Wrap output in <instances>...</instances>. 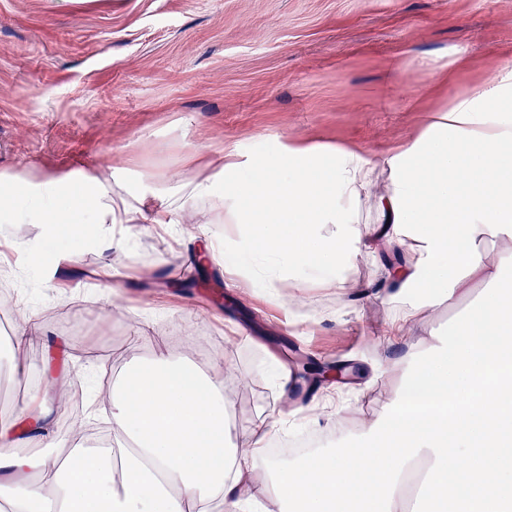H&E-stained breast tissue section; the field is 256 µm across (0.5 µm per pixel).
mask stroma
I'll list each match as a JSON object with an SVG mask.
<instances>
[{
	"label": "stroma",
	"mask_w": 512,
	"mask_h": 512,
	"mask_svg": "<svg viewBox=\"0 0 512 512\" xmlns=\"http://www.w3.org/2000/svg\"><path fill=\"white\" fill-rule=\"evenodd\" d=\"M503 67L512 68V0H0V169L107 163L122 183L150 172L173 187L204 144L249 159L316 143L374 160ZM193 249L138 234L110 253L107 282L91 274L99 256L83 254L63 299L35 270L1 283L11 338L24 305L70 344L48 352L33 341L19 361L0 347V421L22 410L48 362L78 374L81 415L98 421L105 375L152 353L151 342L128 340L146 318L174 355L181 337L205 350L201 369L233 366L230 440L260 418L305 429L274 392L267 367L277 360L294 370L359 364L309 412L335 443L337 409L360 421L383 414L404 351L384 336L391 308L373 295L384 268L361 256L345 273L348 294L308 283L275 297L238 291L223 264L190 261Z\"/></svg>",
	"instance_id": "stroma-1"
}]
</instances>
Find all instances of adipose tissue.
Here are the masks:
<instances>
[{
	"instance_id": "1",
	"label": "adipose tissue",
	"mask_w": 512,
	"mask_h": 512,
	"mask_svg": "<svg viewBox=\"0 0 512 512\" xmlns=\"http://www.w3.org/2000/svg\"><path fill=\"white\" fill-rule=\"evenodd\" d=\"M203 151L207 166L175 190L161 193L145 174L124 200L108 165L38 178L1 170L0 276L16 274L19 250L48 282L92 251L99 276L111 278L109 253L140 228L181 236L183 213L206 204L245 230L197 236L195 256L238 257L225 270L244 291L313 279L342 292L360 239L354 214L367 202L376 220L366 258L404 254L376 293L383 303L410 302L406 318L418 324L472 283L485 285L483 296L447 334L408 345L384 416L364 422L361 438L289 466L266 453L284 422L258 420L229 443L223 366L203 371L173 356L142 321L130 341L155 347L107 394L111 447L74 436L58 454L76 379L49 367L20 414L0 422V512H512V69L455 95L376 163L318 145L250 164L224 148ZM380 165L392 173L381 188ZM158 194L164 204L147 209ZM17 224L35 225L37 237L20 243ZM480 240L508 247L492 261Z\"/></svg>"
}]
</instances>
